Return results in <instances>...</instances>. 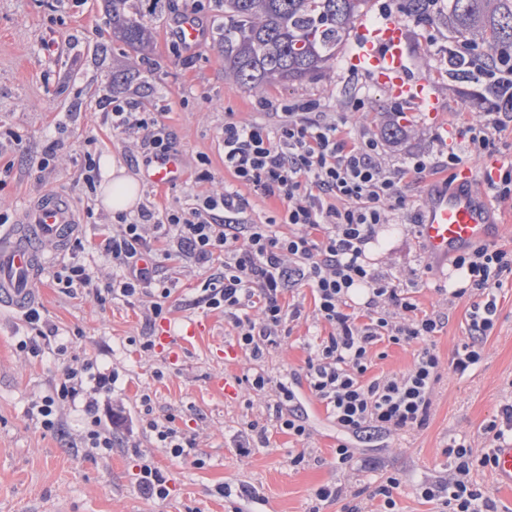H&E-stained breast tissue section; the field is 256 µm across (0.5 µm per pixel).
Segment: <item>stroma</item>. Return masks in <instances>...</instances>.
Listing matches in <instances>:
<instances>
[{
  "mask_svg": "<svg viewBox=\"0 0 512 512\" xmlns=\"http://www.w3.org/2000/svg\"><path fill=\"white\" fill-rule=\"evenodd\" d=\"M202 3L197 19L203 41L193 49H178L169 29L184 13L185 0H167L159 13L152 0H136L139 17L154 32L150 50L136 52L113 41L110 0H0V134L10 131L22 140L18 146L0 143V209L16 224L43 195L65 196L77 212L82 226L78 238L84 245L79 251L71 244L42 242V251L54 262L30 284L42 315L59 327L68 346L65 354L51 345L37 357L19 351L22 315L0 308V512H55L59 506L65 512H345L354 503L363 512H378L381 501L373 491L392 474L401 480L394 492L399 512H439V501L423 499L416 487L447 479L448 437L470 435L475 450H482L483 426L512 399V277L497 292L495 328L485 340L480 366L468 376H457L450 361L468 334L472 301L465 297L447 303L445 289L449 280H463V273L431 263L407 225L381 228L369 250L374 268L407 291L421 312L444 313L449 320L433 339L441 372L426 424L415 432L355 442L356 459L345 469L336 466L341 436L321 403L307 401L309 437L300 442L276 426L275 390L257 393L245 381L258 370L275 380L301 372L314 355L316 337L330 333V326L315 317L310 288L293 293L303 315L292 323L290 336L255 361L241 351L223 357L222 348L236 345L232 323L222 311L193 307L209 272L192 261L163 262L161 274L172 283L165 302L168 314L153 322L147 319L146 305L72 296L52 278L76 260L98 284L112 279L111 260L94 245L102 232L111 230L114 215L99 194L86 192L78 182L85 154L98 160L111 157L140 179L141 202L165 208L229 180L219 147L226 113L260 118L263 101L277 105L309 99L339 111L347 100L359 97L373 119L384 121L391 98L348 69L346 47L325 76L260 94L226 76L217 45L220 14L213 0ZM431 41L447 43V14L438 15L432 28H410L407 52L413 70L434 82L448 122L458 130L470 111L469 93L439 74L438 54L426 50ZM108 97L134 100L147 111L163 113L173 150L183 160V180L164 188L143 181V167L129 162L141 154L139 138L113 131L103 119L101 104ZM402 112V130L390 137L392 158L442 149L427 114L409 105ZM51 141L56 155L44 169L40 160ZM203 156L210 160L213 181L197 179ZM194 320L208 321L209 328L197 341L184 344L181 331ZM164 330L170 333L167 343L157 340L152 350H142L143 337L157 339ZM420 347L416 340L378 342L368 377L407 372ZM88 358L118 373L113 396L128 415L158 420L174 415V428L194 441V455L173 456L157 447L148 431L137 430L102 456L67 448L56 432L42 428L29 413L32 400L50 390L65 366ZM220 378L227 381V390L215 387ZM145 395L150 398L146 405L141 402ZM251 422L265 437L242 454L238 445ZM300 452L305 461L292 466L291 457ZM145 461L168 478L167 499L140 493ZM241 484L252 488L249 499L224 497V487ZM324 486L342 487V497L318 500L316 492Z\"/></svg>",
  "mask_w": 512,
  "mask_h": 512,
  "instance_id": "stroma-1",
  "label": "stroma"
}]
</instances>
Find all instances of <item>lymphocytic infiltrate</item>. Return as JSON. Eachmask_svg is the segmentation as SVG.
I'll list each match as a JSON object with an SVG mask.
<instances>
[{
    "instance_id": "lymphocytic-infiltrate-1",
    "label": "lymphocytic infiltrate",
    "mask_w": 512,
    "mask_h": 512,
    "mask_svg": "<svg viewBox=\"0 0 512 512\" xmlns=\"http://www.w3.org/2000/svg\"><path fill=\"white\" fill-rule=\"evenodd\" d=\"M457 65L475 72L496 95L494 107L465 122L462 150L445 158L413 152L391 159L383 131L374 126L352 134L349 112L364 109L352 101L349 112L326 111L316 100H292L281 105L276 124L225 116L221 135L224 168L235 187L192 196L189 203L158 209L140 206L136 215H118L119 229L99 244L117 272L107 288L94 286L88 268L66 265L55 280L65 292L77 290L97 301L120 298L126 302L150 298L153 318L163 317V303L171 294L167 279L159 274L161 260L183 258L210 269L195 306L222 310L235 329L236 343L252 359L263 357L279 344L286 323L300 319L298 304L282 299L297 286L314 294L317 319L330 324L332 333L320 339L313 358L300 375L271 380L254 373L251 386L263 392L275 385L276 422L297 440L308 437V415L303 392L320 401L346 435L371 432L392 435L421 429L432 404L439 378L440 358L430 341L445 324L439 314H422L411 296L396 288L370 267L366 251L384 224L406 219L418 228L421 217L413 212L401 184L426 174L447 173L456 180L463 160L498 158L496 172L480 171L489 197L512 201V154L501 149L502 134L512 126V55L482 48L466 40L448 50ZM105 117L113 130L126 135L142 133L144 164L169 154L170 134L161 113L140 111L126 99H112ZM279 198L284 208L264 223L249 219L239 192ZM291 232H281V225ZM469 283L449 289V300L465 296L474 300L469 339L458 346L451 360L454 372L466 376L482 361L483 343L495 326V292L503 277L512 274V251L480 244L453 259ZM364 289V313L351 311L355 289ZM398 344L422 341L408 372L368 377L371 350L381 340ZM117 376L86 361L66 367L63 378L48 394L33 400L31 409L47 430L60 428L65 407L80 405L84 430L81 447L111 451L114 429L129 430L135 420L116 412L105 402ZM306 390H299V383ZM512 434V402L502 404L483 428L487 443L474 452L470 438L448 440V480L420 483L424 499H439L448 512H497L496 504L472 472L492 468L495 449Z\"/></svg>"
}]
</instances>
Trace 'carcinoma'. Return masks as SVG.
I'll return each instance as SVG.
<instances>
[{
    "label": "carcinoma",
    "mask_w": 512,
    "mask_h": 512,
    "mask_svg": "<svg viewBox=\"0 0 512 512\" xmlns=\"http://www.w3.org/2000/svg\"><path fill=\"white\" fill-rule=\"evenodd\" d=\"M112 0V39L142 50L148 29ZM367 0H216L224 74L250 90L326 73ZM512 46V0H448V41Z\"/></svg>",
    "instance_id": "obj_1"
}]
</instances>
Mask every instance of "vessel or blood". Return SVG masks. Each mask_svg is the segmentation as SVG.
<instances>
[{"label": "vessel or blood", "mask_w": 512, "mask_h": 512, "mask_svg": "<svg viewBox=\"0 0 512 512\" xmlns=\"http://www.w3.org/2000/svg\"><path fill=\"white\" fill-rule=\"evenodd\" d=\"M359 37L348 58V66L363 73L389 97L406 102L415 111L437 119V133L447 138L448 117L427 76L414 73L407 61L409 35L394 18L362 21ZM147 177L157 186H168L183 177L179 155L155 162ZM78 228L76 213L64 197L50 193L25 211L20 224L0 237V301L22 309L32 304L29 283L39 272L43 259L27 239L64 241ZM497 229L495 207L478 187L471 173L450 188L432 187L427 192L419 242L433 261L448 260L472 244L487 240ZM495 472L499 483L512 485V443L496 451Z\"/></svg>", "instance_id": "obj_1"}]
</instances>
